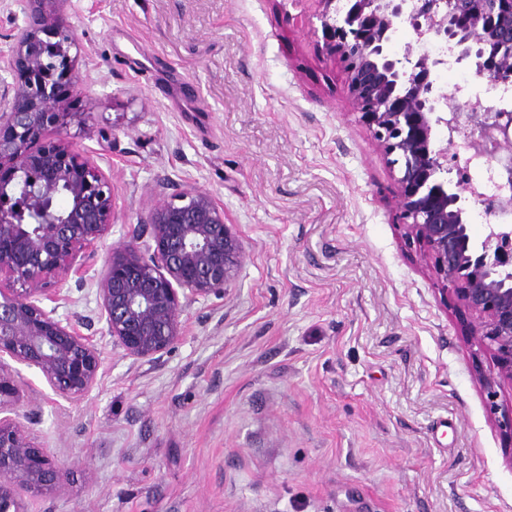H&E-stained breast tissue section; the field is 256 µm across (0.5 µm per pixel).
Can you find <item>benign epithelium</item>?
Here are the masks:
<instances>
[{"label":"benign epithelium","instance_id":"obj_1","mask_svg":"<svg viewBox=\"0 0 512 512\" xmlns=\"http://www.w3.org/2000/svg\"><path fill=\"white\" fill-rule=\"evenodd\" d=\"M24 25L0 37V512H28L22 494L64 490L74 468L39 444L21 420L22 391L11 362L37 368L53 392L84 397L101 365L95 345L42 302L60 298L72 275L83 277L114 219V186L93 160L59 141L76 120L61 82L75 92L85 79L72 50L79 39L63 19L37 4ZM322 39L346 62L348 86L372 140L390 166L401 167L394 207L408 244L443 291L472 316L471 345L493 366L482 378L490 407L494 387L512 384V227L487 223L483 239L469 232L465 203L486 216L512 212V98L488 105L457 86L435 92L433 74L449 64L487 84L512 89V0H315ZM413 40L389 51L397 24ZM448 43L451 57L419 50L429 39ZM472 127L464 165H485L497 192L453 180L460 168L456 138ZM246 249L224 207L208 192L168 178L129 239L112 247L94 275L101 315L112 342L152 362L178 343L186 302L222 295L242 268Z\"/></svg>","mask_w":512,"mask_h":512}]
</instances>
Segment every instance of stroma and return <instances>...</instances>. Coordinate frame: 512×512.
I'll list each match as a JSON object with an SVG mask.
<instances>
[{"label":"stroma","instance_id":"obj_1","mask_svg":"<svg viewBox=\"0 0 512 512\" xmlns=\"http://www.w3.org/2000/svg\"><path fill=\"white\" fill-rule=\"evenodd\" d=\"M315 0H70L86 78L66 140L112 179L119 244L158 178L212 194L246 248L151 362L106 332L91 277L56 319L99 349L68 402L15 365L67 463L30 512H512V385L489 408L468 318L391 204L394 174L323 48Z\"/></svg>","mask_w":512,"mask_h":512}]
</instances>
